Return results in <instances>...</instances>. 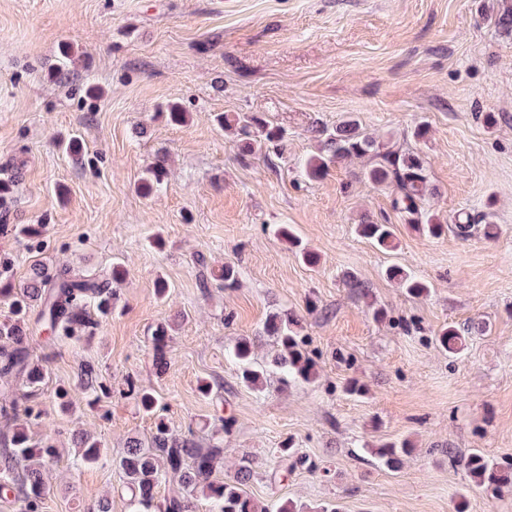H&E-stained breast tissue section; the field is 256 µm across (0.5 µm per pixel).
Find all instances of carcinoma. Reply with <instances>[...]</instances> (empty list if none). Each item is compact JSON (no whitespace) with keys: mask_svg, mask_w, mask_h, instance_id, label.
<instances>
[{"mask_svg":"<svg viewBox=\"0 0 512 512\" xmlns=\"http://www.w3.org/2000/svg\"><path fill=\"white\" fill-rule=\"evenodd\" d=\"M215 121L239 137L243 157L263 150L277 153L284 148L285 132L258 115L224 113L216 115ZM310 133L321 142V149L303 164V173L308 180L323 179L329 163L335 160L364 158V179L392 188V208L412 230L438 238L448 229V225L426 207V197L432 194V185L426 161L419 153L401 148L390 138L376 141L352 116L336 126L333 133L317 124L311 127ZM166 176L165 160L159 158L148 167L143 188L149 194L159 190ZM356 233L381 250L396 248V235L391 224L364 222L356 226ZM11 266L10 258L0 259V295L11 299V317L0 321V385L8 388L19 382L25 391L9 404L0 406V418L13 423L8 452L0 456V492L15 494L18 512H41L47 492V465L57 457V448L51 438L36 440L28 433L27 424L34 416V400L48 371L46 365L30 358L27 314L31 309L39 308V317L49 331L50 340L79 342L84 336L92 335L99 319L111 312L113 286L122 281L125 270L115 264L105 276L80 275L71 269L53 274L36 263L31 265L23 283L17 285L8 276ZM385 275L397 281L411 296L422 297L430 293V284L397 265L387 267ZM214 280L232 288L238 281V271L235 266L226 264L214 275ZM264 331L275 339L278 347L269 364L262 365L254 359L250 342L245 339L238 341L232 351L246 386L262 389L270 370L279 374L283 382L310 383L315 380L316 361L305 349V339L300 336L297 321L291 314L285 310L271 313ZM467 333L469 329L449 324L437 333L436 342L448 354L458 355L467 345ZM151 340L155 367L162 370L167 366L166 329H156ZM77 379L90 406L112 395V387L99 381L97 369L90 363L80 367ZM126 394L136 397L142 409L155 416L151 435L128 437L117 460L123 487L129 493L134 512H192L193 500L200 494L209 501V512H340L337 505L307 506L292 500L280 503L273 511L259 505L245 491L253 477L249 460L242 461L233 479L217 476L221 464L220 447L204 451L198 448L193 438L175 433L164 417L156 415L157 398L137 389L130 380L126 382ZM74 442L73 464L77 467L96 463L104 451L102 442L90 435H79ZM410 452L411 443L406 439L370 449L375 461L388 469L398 468L402 457ZM457 463L476 489L494 490L512 481V465L502 466L478 448L472 449ZM167 480L175 482L178 490L158 501L155 489Z\"/></svg>","mask_w":512,"mask_h":512,"instance_id":"carcinoma-1","label":"carcinoma"}]
</instances>
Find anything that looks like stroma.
<instances>
[{
  "label": "stroma",
  "mask_w": 512,
  "mask_h": 512,
  "mask_svg": "<svg viewBox=\"0 0 512 512\" xmlns=\"http://www.w3.org/2000/svg\"><path fill=\"white\" fill-rule=\"evenodd\" d=\"M502 2L0 0V180L19 176L10 223L42 227L34 239L0 231V256L12 258L17 281L36 263L127 269L89 343L52 344L29 321L31 357L49 368L37 398L47 418L32 431L59 449L42 512H88L105 495L112 512H131L115 461L154 419L125 394L130 378L165 405L175 430L205 450L222 445L224 476L250 457L247 490L259 504L455 512L463 496L467 512H512V484L469 491L452 462L473 448L512 462V36L481 18ZM173 102L188 124L169 122ZM222 112L285 129L284 155L240 157L236 137L212 120ZM349 114L424 157L437 189L428 206L446 234L411 231L360 161L332 163L317 182L301 176L300 161L319 148L311 125L332 130ZM420 123L428 133L418 140ZM161 154L168 180L144 195L140 179ZM462 212L475 219L464 232ZM365 219L394 224L397 250L358 236ZM278 224L318 254L317 266L275 237ZM227 263L239 270L233 288L212 279ZM391 264L429 282L430 295L387 279ZM348 274L363 291L348 288ZM376 307L386 319L373 318ZM283 309L299 319L317 378L286 387L272 377L257 392L230 352L248 337L266 360L276 345L263 326ZM451 323L471 330L456 357L433 340ZM160 326L163 371L151 343ZM85 362L112 385L94 409L74 387ZM351 382L359 393L346 392ZM62 387L69 414L57 407ZM77 430L104 442L98 464L73 468ZM403 439L414 449L399 468L375 465L371 448ZM286 442L316 470L285 471Z\"/></svg>",
  "instance_id": "1"
}]
</instances>
